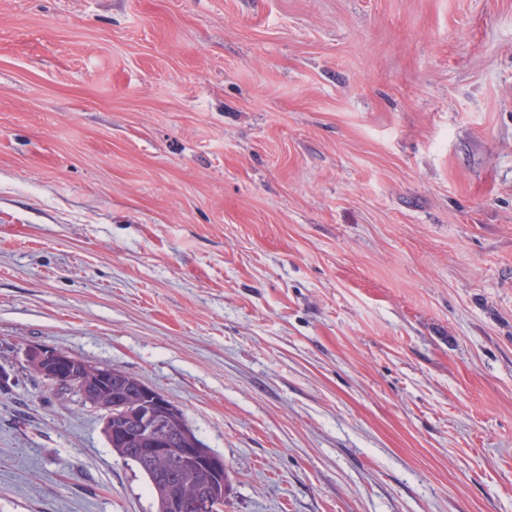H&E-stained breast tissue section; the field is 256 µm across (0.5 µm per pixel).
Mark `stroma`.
<instances>
[{
    "label": "stroma",
    "instance_id": "35a3bbf8",
    "mask_svg": "<svg viewBox=\"0 0 512 512\" xmlns=\"http://www.w3.org/2000/svg\"><path fill=\"white\" fill-rule=\"evenodd\" d=\"M40 346L224 512H512V0H0V512H155ZM33 353L37 360L49 370H57L66 364L63 356L55 350L38 347L33 350ZM64 354L69 357V364L59 373H49L34 355L26 359L27 367L52 394L61 397L72 395L79 398L82 405L104 411L103 425L108 414L112 413V417L108 418L112 421V434L107 427L102 429L106 442L112 448L113 454L135 467L145 478L155 499L156 512H170L169 498L175 495H180L185 500L184 509L181 512H197L194 501L199 512L222 511V499L211 496L221 497L223 492L224 499L228 496L230 488L225 485L229 474H224L223 482V478L207 465L196 463L182 478L177 477V472L171 470L167 472V479H161L156 474L159 470L146 459L144 448H149L153 457L164 455L167 450V448H151L148 440L137 430L133 406L140 399V386L149 387L148 385L133 374L119 368L92 363L69 353ZM91 365L111 367L112 377L104 381L97 380L85 370L86 366ZM121 406H126L128 409L124 412L117 410L119 415L115 416L113 412L115 407ZM116 427L122 428L124 432L117 433ZM197 491L208 495H197L194 500L193 495ZM142 393L143 401L137 404L138 410L136 413V419L139 422L140 430L143 431L145 435L155 434V431L159 428L163 418L172 407L173 411L167 415L166 424L177 432L178 437L176 439V435H174L169 448H184L183 456L185 460L193 461L199 455L200 448H187L188 445L186 441L188 439H192L197 442L201 448H203L207 457L210 455L218 456L210 448H207L204 445L196 435L193 428L188 424L183 412L174 403L162 395L161 392L158 393L171 407L149 389L142 388ZM197 443H195V446H198Z\"/></svg>",
    "mask_w": 512,
    "mask_h": 512
}]
</instances>
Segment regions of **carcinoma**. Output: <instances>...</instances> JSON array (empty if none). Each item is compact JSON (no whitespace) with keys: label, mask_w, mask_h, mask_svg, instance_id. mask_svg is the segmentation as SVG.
I'll use <instances>...</instances> for the list:
<instances>
[{"label":"carcinoma","mask_w":512,"mask_h":512,"mask_svg":"<svg viewBox=\"0 0 512 512\" xmlns=\"http://www.w3.org/2000/svg\"><path fill=\"white\" fill-rule=\"evenodd\" d=\"M27 367L38 377L48 391L57 396L72 395L79 398L82 405L100 410L104 414L115 411L121 406L127 410L112 416V427H120L123 432H111L103 428L107 444L123 462L135 467L147 481L156 505V512H169V498L175 495L185 500L182 512H197L193 495L202 491L210 496L229 494L223 478L202 463L194 464L192 470L184 477L177 476L171 470L168 477L157 476V468L147 459L148 440L139 433L135 420L134 404L140 399V386L143 382L131 373L119 368H112V377L101 381L85 370L92 362L82 357L69 355V364L56 374L48 372L35 356L26 359ZM166 424L178 434L172 439L170 447L185 448L187 440L200 442L193 428L188 424L183 412L173 407L167 415Z\"/></svg>","instance_id":"carcinoma-1"}]
</instances>
